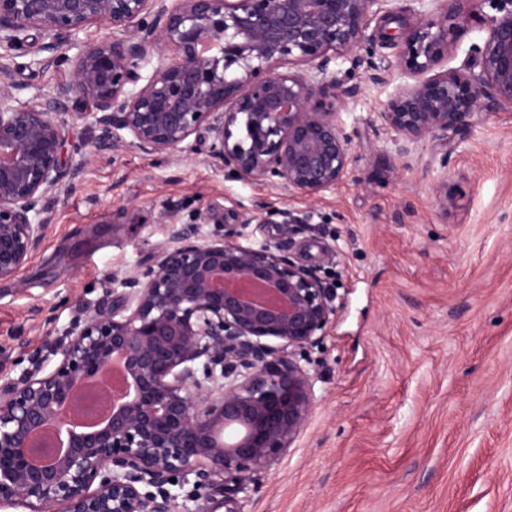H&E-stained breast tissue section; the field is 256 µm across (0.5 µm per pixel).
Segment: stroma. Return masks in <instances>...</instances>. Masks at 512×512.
Wrapping results in <instances>:
<instances>
[{"label": "stroma", "mask_w": 512, "mask_h": 512, "mask_svg": "<svg viewBox=\"0 0 512 512\" xmlns=\"http://www.w3.org/2000/svg\"><path fill=\"white\" fill-rule=\"evenodd\" d=\"M42 41L0 48L23 96L68 81V67L35 64ZM359 85L342 120L351 171L315 199L227 176L205 153L148 156L96 150L74 123L81 186L63 196L27 266L0 280V384L52 362L104 289L145 268L172 223L199 209L206 239L243 232L280 244L337 286L325 336L301 363L314 377L311 416L253 490L173 487L181 512H512V116L480 117L448 160V207L432 187V142L389 163L396 146L377 117L399 83L341 71ZM313 212L308 224H242L265 200Z\"/></svg>", "instance_id": "obj_1"}]
</instances>
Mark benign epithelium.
<instances>
[{
    "label": "benign epithelium",
    "instance_id": "obj_1",
    "mask_svg": "<svg viewBox=\"0 0 512 512\" xmlns=\"http://www.w3.org/2000/svg\"><path fill=\"white\" fill-rule=\"evenodd\" d=\"M392 2L0 0L1 47L20 49L36 30L37 65L71 63L69 82L28 98L0 66V280L40 249L59 189L84 179V163L65 152L72 122L98 127V148L168 155L203 143L240 181L290 197L333 190L352 163L338 109L360 91L341 87L334 65L386 81L373 58L389 37L366 30L399 18ZM482 2L429 0L407 28L390 65L406 81L379 113L398 157L431 140L444 148L445 170L476 115L512 112V0H489L495 14L463 67L436 71L453 50L450 24ZM95 24L112 36L72 43ZM254 221L309 224L312 215L263 201ZM144 276L131 292L105 290L53 351L60 359L47 375L36 369L0 390V510L175 512L169 486L193 474L244 492L306 426L313 381L296 355L338 310L317 270L271 243L201 240L174 224ZM116 356L130 380L125 397L98 429L70 430L72 389ZM48 424L69 446L33 465L30 438Z\"/></svg>",
    "mask_w": 512,
    "mask_h": 512
}]
</instances>
